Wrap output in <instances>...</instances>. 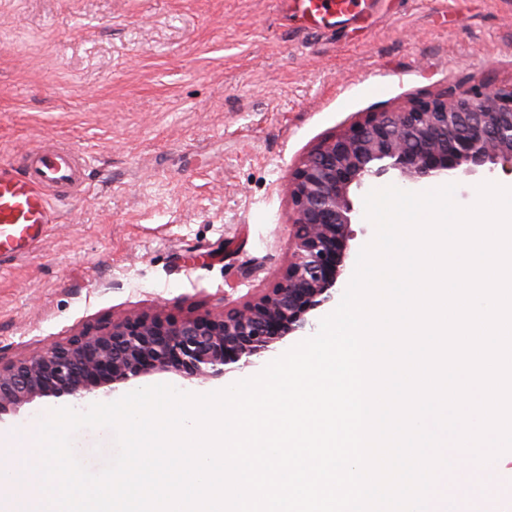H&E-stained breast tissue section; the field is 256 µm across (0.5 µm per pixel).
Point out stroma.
Segmentation results:
<instances>
[{
	"label": "stroma",
	"mask_w": 512,
	"mask_h": 512,
	"mask_svg": "<svg viewBox=\"0 0 512 512\" xmlns=\"http://www.w3.org/2000/svg\"><path fill=\"white\" fill-rule=\"evenodd\" d=\"M512 81V0H0V162L87 160L32 257L0 259V356L127 315L223 311L278 277L288 179L368 114ZM287 4L293 16L298 17L307 29L325 27L337 17L355 15L359 0H281Z\"/></svg>",
	"instance_id": "1"
}]
</instances>
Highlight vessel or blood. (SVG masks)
<instances>
[{
	"instance_id": "b4317fda",
	"label": "vessel or blood",
	"mask_w": 512,
	"mask_h": 512,
	"mask_svg": "<svg viewBox=\"0 0 512 512\" xmlns=\"http://www.w3.org/2000/svg\"><path fill=\"white\" fill-rule=\"evenodd\" d=\"M359 6V0H290L293 16L309 29L356 14ZM82 181L83 165L72 150L38 146L20 164L1 163L0 257L35 253L60 217L54 200L78 190Z\"/></svg>"
}]
</instances>
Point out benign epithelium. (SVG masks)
Instances as JSON below:
<instances>
[{
	"label": "benign epithelium",
	"mask_w": 512,
	"mask_h": 512,
	"mask_svg": "<svg viewBox=\"0 0 512 512\" xmlns=\"http://www.w3.org/2000/svg\"><path fill=\"white\" fill-rule=\"evenodd\" d=\"M485 166L512 174V82L448 86L368 116L294 172L288 262L271 288L219 314L130 315L24 358L0 357V423L37 398L93 399L104 373L112 393L163 372L190 383L218 380L288 336L310 335L315 313L335 300L349 258L353 190L388 174L418 183Z\"/></svg>",
	"instance_id": "7a95c632"
}]
</instances>
